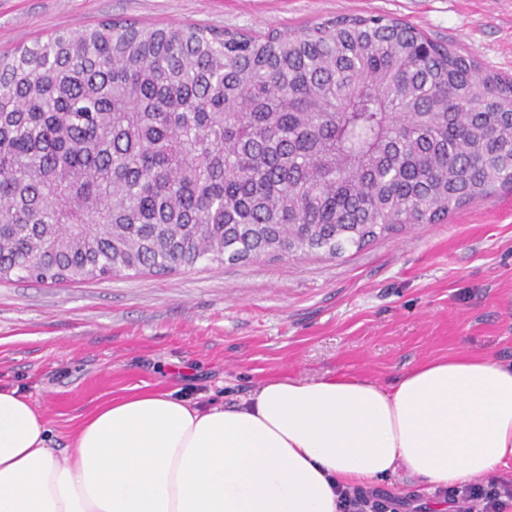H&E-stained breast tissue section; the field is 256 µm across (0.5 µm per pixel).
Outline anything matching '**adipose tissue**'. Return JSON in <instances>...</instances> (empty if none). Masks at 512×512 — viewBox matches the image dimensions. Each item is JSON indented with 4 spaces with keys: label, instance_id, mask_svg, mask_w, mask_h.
<instances>
[{
    "label": "adipose tissue",
    "instance_id": "obj_1",
    "mask_svg": "<svg viewBox=\"0 0 512 512\" xmlns=\"http://www.w3.org/2000/svg\"><path fill=\"white\" fill-rule=\"evenodd\" d=\"M509 460L512 364L474 351L388 385L268 379L232 406L138 391L94 407L62 456L0 388V512H340L341 488L402 470L445 490Z\"/></svg>",
    "mask_w": 512,
    "mask_h": 512
}]
</instances>
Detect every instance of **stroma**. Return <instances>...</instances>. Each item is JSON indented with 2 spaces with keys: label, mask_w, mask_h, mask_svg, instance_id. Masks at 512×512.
<instances>
[{
  "label": "stroma",
  "mask_w": 512,
  "mask_h": 512,
  "mask_svg": "<svg viewBox=\"0 0 512 512\" xmlns=\"http://www.w3.org/2000/svg\"><path fill=\"white\" fill-rule=\"evenodd\" d=\"M370 14L512 76V0H0V54L104 21L254 34ZM468 351L512 362V189L340 257L0 281V387L29 395L61 448L80 416L136 386L229 405L270 377L386 384L422 360Z\"/></svg>",
  "instance_id": "1"
}]
</instances>
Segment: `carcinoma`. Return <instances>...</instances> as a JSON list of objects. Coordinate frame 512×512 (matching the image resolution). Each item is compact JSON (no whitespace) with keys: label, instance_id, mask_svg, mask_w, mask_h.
I'll use <instances>...</instances> for the list:
<instances>
[{"label":"carcinoma","instance_id":"obj_1","mask_svg":"<svg viewBox=\"0 0 512 512\" xmlns=\"http://www.w3.org/2000/svg\"><path fill=\"white\" fill-rule=\"evenodd\" d=\"M512 185V77L383 15L103 22L0 56V279L341 256Z\"/></svg>","mask_w":512,"mask_h":512}]
</instances>
